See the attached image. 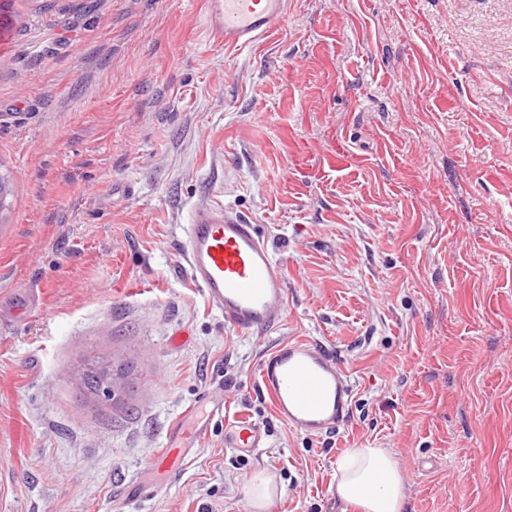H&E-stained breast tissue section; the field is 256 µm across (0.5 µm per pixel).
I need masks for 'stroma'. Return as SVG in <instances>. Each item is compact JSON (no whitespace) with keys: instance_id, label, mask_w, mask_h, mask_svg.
Wrapping results in <instances>:
<instances>
[{"instance_id":"35a3bbf8","label":"stroma","mask_w":512,"mask_h":512,"mask_svg":"<svg viewBox=\"0 0 512 512\" xmlns=\"http://www.w3.org/2000/svg\"><path fill=\"white\" fill-rule=\"evenodd\" d=\"M211 0H0V512H115L216 381L213 420L140 512H344L351 448L398 459L406 512H512V0H290L225 49ZM256 224L288 278L244 334L192 281V210ZM346 369L339 431L258 384L277 345ZM125 367L120 398L84 374ZM265 433L261 426L248 418L238 417L232 422L224 417V445L243 453H254L264 448ZM280 493L272 478L259 477L254 479L246 490L250 512H267Z\"/></svg>"}]
</instances>
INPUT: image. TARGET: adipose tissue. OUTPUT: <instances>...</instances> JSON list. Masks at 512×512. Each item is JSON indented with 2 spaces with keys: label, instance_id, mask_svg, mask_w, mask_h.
I'll list each match as a JSON object with an SVG mask.
<instances>
[{
  "label": "adipose tissue",
  "instance_id": "1",
  "mask_svg": "<svg viewBox=\"0 0 512 512\" xmlns=\"http://www.w3.org/2000/svg\"><path fill=\"white\" fill-rule=\"evenodd\" d=\"M337 497L356 512H404L398 459L384 448H352L336 467Z\"/></svg>",
  "mask_w": 512,
  "mask_h": 512
}]
</instances>
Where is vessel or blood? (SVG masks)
<instances>
[{
  "label": "vessel or blood",
  "mask_w": 512,
  "mask_h": 512,
  "mask_svg": "<svg viewBox=\"0 0 512 512\" xmlns=\"http://www.w3.org/2000/svg\"><path fill=\"white\" fill-rule=\"evenodd\" d=\"M288 0H213L209 23L225 47L243 48L277 30ZM184 252L190 277L209 305L239 332L269 329L287 307V275L256 225L221 205L195 209L185 227ZM259 383L276 415L296 432L317 436L343 425L352 400L350 380L321 344L298 340L276 347L258 367ZM224 412V386L215 384L188 416L192 432L175 428L155 470L172 473L191 453L192 440L205 435L209 423ZM265 433L250 419L224 424V445L243 453L264 445Z\"/></svg>",
  "instance_id": "b4317fda"
}]
</instances>
